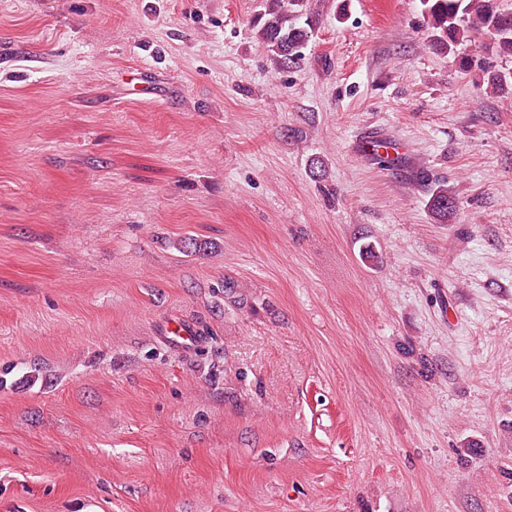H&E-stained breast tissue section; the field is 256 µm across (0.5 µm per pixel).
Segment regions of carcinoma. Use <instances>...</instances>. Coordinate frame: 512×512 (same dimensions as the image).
Segmentation results:
<instances>
[{"mask_svg":"<svg viewBox=\"0 0 512 512\" xmlns=\"http://www.w3.org/2000/svg\"><path fill=\"white\" fill-rule=\"evenodd\" d=\"M427 19L429 43L448 53L481 37L494 40L498 53L512 56V9L503 0H419ZM315 20L309 0H261L254 21L256 36L273 64L280 69L295 56L313 35ZM488 85L496 92L512 91V70H493ZM456 207L455 199L442 186L429 200L432 214L447 218Z\"/></svg>","mask_w":512,"mask_h":512,"instance_id":"cac0c4a2","label":"carcinoma"}]
</instances>
